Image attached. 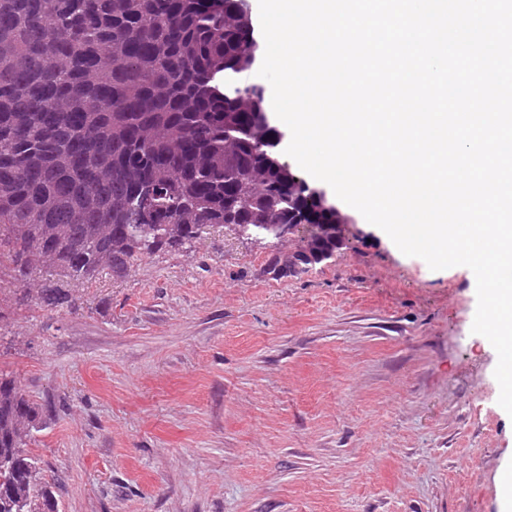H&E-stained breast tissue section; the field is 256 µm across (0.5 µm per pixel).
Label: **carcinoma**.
<instances>
[{"label": "carcinoma", "instance_id": "cac0c4a2", "mask_svg": "<svg viewBox=\"0 0 512 512\" xmlns=\"http://www.w3.org/2000/svg\"><path fill=\"white\" fill-rule=\"evenodd\" d=\"M244 0H0V274L15 300L74 308L73 282L197 239L292 224L270 261L307 272L343 216L306 201L272 153ZM41 412L0 370V512H58L27 448Z\"/></svg>", "mask_w": 512, "mask_h": 512}]
</instances>
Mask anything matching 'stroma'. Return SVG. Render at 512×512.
<instances>
[{"mask_svg": "<svg viewBox=\"0 0 512 512\" xmlns=\"http://www.w3.org/2000/svg\"><path fill=\"white\" fill-rule=\"evenodd\" d=\"M339 209L342 249L297 277L267 272L295 240L215 226L70 284V311L0 296L59 512H502L512 417L470 270Z\"/></svg>", "mask_w": 512, "mask_h": 512, "instance_id": "stroma-1", "label": "stroma"}]
</instances>
